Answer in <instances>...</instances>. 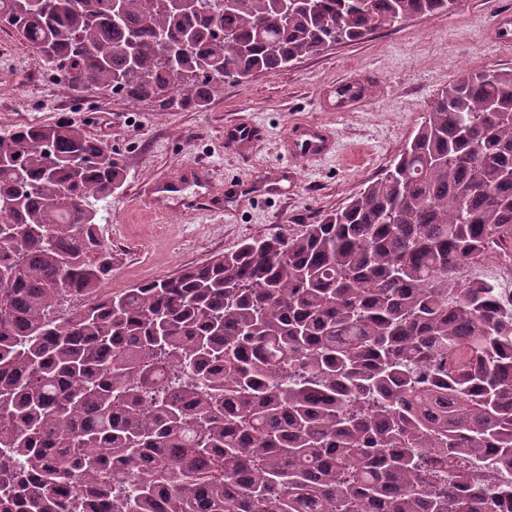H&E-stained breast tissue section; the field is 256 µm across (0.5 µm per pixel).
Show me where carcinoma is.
Here are the masks:
<instances>
[{"instance_id": "cac0c4a2", "label": "carcinoma", "mask_w": 512, "mask_h": 512, "mask_svg": "<svg viewBox=\"0 0 512 512\" xmlns=\"http://www.w3.org/2000/svg\"><path fill=\"white\" fill-rule=\"evenodd\" d=\"M459 0H0L70 90L206 100ZM76 126L0 133V512H512V69L465 71L383 173L297 235L105 292ZM495 283L504 303L506 305L512 304V255L499 256Z\"/></svg>"}]
</instances>
